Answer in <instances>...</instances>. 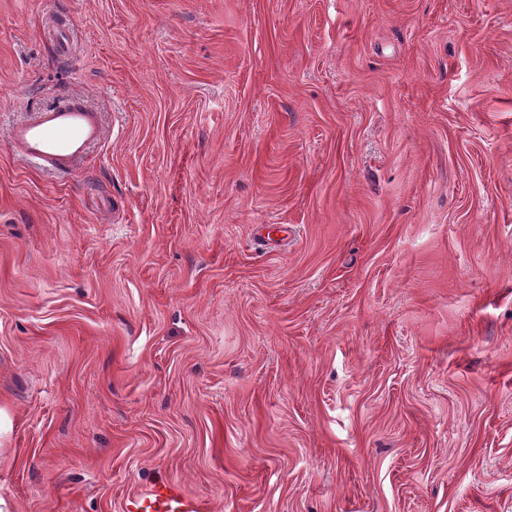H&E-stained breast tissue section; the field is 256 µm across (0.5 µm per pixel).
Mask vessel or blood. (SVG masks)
Wrapping results in <instances>:
<instances>
[{
	"label": "vessel or blood",
	"mask_w": 512,
	"mask_h": 512,
	"mask_svg": "<svg viewBox=\"0 0 512 512\" xmlns=\"http://www.w3.org/2000/svg\"><path fill=\"white\" fill-rule=\"evenodd\" d=\"M48 39L60 60L72 56L73 37L65 23L53 22ZM103 138L99 112L73 93L64 94L58 104L35 109L10 131L11 146L24 160L62 172L80 168L90 147ZM123 512H210V505L207 499L188 494L178 482L160 477L145 492L129 496Z\"/></svg>",
	"instance_id": "obj_1"
}]
</instances>
